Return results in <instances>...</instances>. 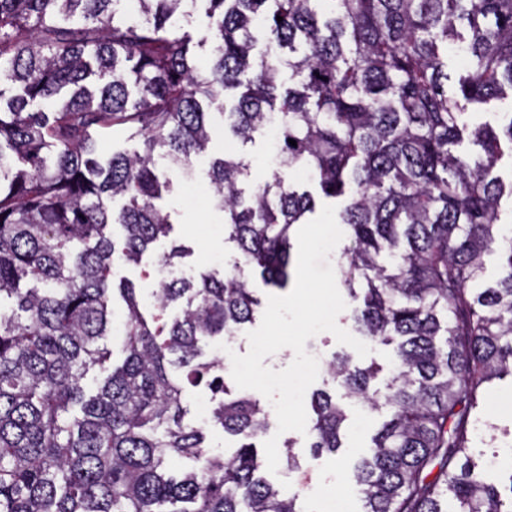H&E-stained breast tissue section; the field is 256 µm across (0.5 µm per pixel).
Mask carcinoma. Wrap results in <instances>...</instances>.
Here are the masks:
<instances>
[{
	"label": "carcinoma",
	"instance_id": "obj_1",
	"mask_svg": "<svg viewBox=\"0 0 512 512\" xmlns=\"http://www.w3.org/2000/svg\"><path fill=\"white\" fill-rule=\"evenodd\" d=\"M184 2L0 0V512H300L259 474L268 408L202 347L253 320L254 274L287 288L292 228L315 209L290 185L293 167L344 200L359 332L400 338L382 392L376 361L327 363L347 399L389 414L355 469L363 512H512V495L467 456L483 384L512 373V240L500 227L512 181L493 175L512 161V111L500 130L463 119L512 91V0H191L213 27L204 71L178 31ZM450 44L468 59L454 98ZM229 90L224 132L242 145L278 116L277 171L247 195L246 155L210 162L224 242L243 263L161 282L149 315L111 266L140 264L168 236L155 153L190 174ZM116 126L141 150L101 161L93 132ZM492 255L503 275L486 286ZM117 299L125 358L89 395ZM177 303L181 315L164 320ZM201 384L216 397L212 421L238 440L228 456L184 423L185 388ZM311 408L313 455L338 451L344 407L317 391ZM175 455L195 467L172 474Z\"/></svg>",
	"mask_w": 512,
	"mask_h": 512
}]
</instances>
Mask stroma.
<instances>
[{
    "label": "stroma",
    "instance_id": "stroma-1",
    "mask_svg": "<svg viewBox=\"0 0 512 512\" xmlns=\"http://www.w3.org/2000/svg\"><path fill=\"white\" fill-rule=\"evenodd\" d=\"M235 144L224 136L222 119H215L212 140L207 157L194 159L197 172L194 182H184L177 173H170L173 189L165 194L163 207L170 215L172 232L169 238L157 242L145 254L140 266L120 263L112 268L113 277H126L141 283L144 273L157 272L160 259L171 242H179L191 248V256L182 262L191 276H198L209 268L231 270L238 259L236 249L224 241V214L212 202V193L206 177L208 157H219L234 149ZM122 301L114 303L112 330L105 340L111 352L104 366H97L87 373L84 383L88 390L98 385L111 373L113 366L121 364L123 353ZM387 419L385 409L373 410L355 406L350 410L348 439L345 448L333 454L313 456L309 436L295 431L280 435L279 447H290L306 478L305 484H282L280 476H272L273 484L281 485L284 495H298L299 506L304 512H317L320 497V481L333 475V486L337 494L347 496L352 512H362L363 505L354 489V471L358 461L371 452V439ZM475 431L472 436L471 453L476 462H484L493 453L499 454L502 462L512 461V375L506 374L486 385L483 398L472 412Z\"/></svg>",
    "mask_w": 512,
    "mask_h": 512
}]
</instances>
